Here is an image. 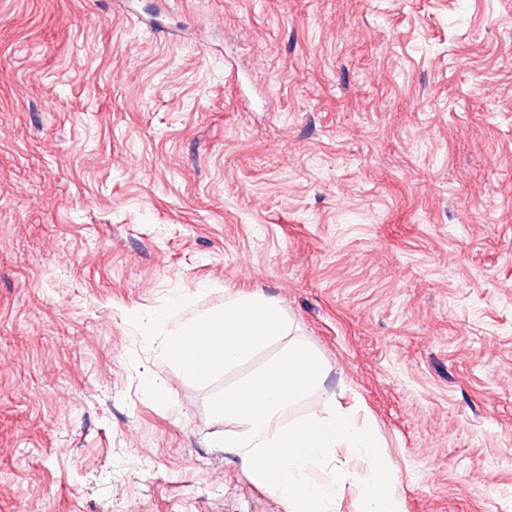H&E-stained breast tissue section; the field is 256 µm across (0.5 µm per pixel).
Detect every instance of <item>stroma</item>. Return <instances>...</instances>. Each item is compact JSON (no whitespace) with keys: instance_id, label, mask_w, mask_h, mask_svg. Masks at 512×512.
<instances>
[{"instance_id":"obj_1","label":"stroma","mask_w":512,"mask_h":512,"mask_svg":"<svg viewBox=\"0 0 512 512\" xmlns=\"http://www.w3.org/2000/svg\"><path fill=\"white\" fill-rule=\"evenodd\" d=\"M255 292L402 512H512V0H0V512H287L208 408L284 341L155 358ZM291 331L274 299L263 295L231 299L224 307L182 320L167 335L159 357L206 383L217 371H226Z\"/></svg>"}]
</instances>
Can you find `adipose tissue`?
Returning a JSON list of instances; mask_svg holds the SVG:
<instances>
[{
	"label": "adipose tissue",
	"mask_w": 512,
	"mask_h": 512,
	"mask_svg": "<svg viewBox=\"0 0 512 512\" xmlns=\"http://www.w3.org/2000/svg\"><path fill=\"white\" fill-rule=\"evenodd\" d=\"M291 331L274 299L262 295L231 299L182 320L168 334L159 356L205 383L217 371L235 366Z\"/></svg>",
	"instance_id": "obj_1"
}]
</instances>
